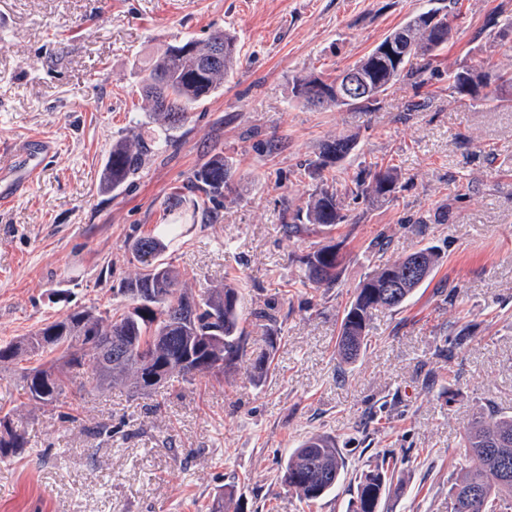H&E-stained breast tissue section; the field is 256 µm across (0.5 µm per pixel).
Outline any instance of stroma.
I'll return each mask as SVG.
<instances>
[{
    "mask_svg": "<svg viewBox=\"0 0 512 512\" xmlns=\"http://www.w3.org/2000/svg\"><path fill=\"white\" fill-rule=\"evenodd\" d=\"M449 0H0V145L48 141L35 188L0 206V341L74 307L114 303L134 278L132 237L161 223L174 192L216 151L237 163L216 217L183 214L170 247L184 286L233 282L247 352L224 376L173 377L152 394L96 388L85 359L57 406L30 401L18 368L0 370V416L28 440L0 462V512H347L354 477L393 454L399 493L383 512H448L464 427L480 409L512 412V94L475 105L448 73L483 57L512 0H461L452 37L423 84L399 81L375 107L316 111L292 102L294 77L354 63L417 11ZM233 36L240 63L195 109L176 143L124 190L99 175L114 141L149 136L139 65L164 45ZM353 138L346 180L369 163L403 173L389 201H346L349 221L285 230L314 182L304 163ZM340 244L332 288L304 286L300 256ZM436 246L441 265L403 308L374 312L367 349L340 365L343 310L378 264ZM278 311L274 362L256 309ZM463 334L462 344L450 336ZM321 436L340 486L310 504L280 480L289 451Z\"/></svg>",
    "mask_w": 512,
    "mask_h": 512,
    "instance_id": "1",
    "label": "stroma"
}]
</instances>
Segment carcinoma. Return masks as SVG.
Instances as JSON below:
<instances>
[{"mask_svg":"<svg viewBox=\"0 0 512 512\" xmlns=\"http://www.w3.org/2000/svg\"><path fill=\"white\" fill-rule=\"evenodd\" d=\"M492 26L493 39L512 40V16L500 15ZM451 37L448 14L439 8L419 11L385 37V42L399 39L401 52L391 55L383 51L381 42L333 78L314 72L298 77L293 81L292 98L315 108L377 104L395 82L420 78ZM238 62L235 39L221 29L204 40L170 44L152 57L142 70L141 99L159 134L148 142L139 138L113 142L101 173L102 189L122 190L149 154L165 152L196 107L224 88V79ZM339 81L356 85L359 93L340 100L335 93ZM508 86L512 87V72H496L484 58H475L448 75V88L459 100L493 102ZM354 148V140L336 139L307 164L316 184L305 206L286 225L291 232L298 233L308 224L332 227L345 223V199L350 195L375 200L388 198L400 188L401 173L377 164L369 166V178L350 185L323 176L340 169ZM235 172L233 158L218 151L193 171L190 182L196 192L218 203L224 193L233 190ZM170 242L165 230L131 240L129 250L140 268L135 278L119 286L123 301L115 310L73 308L30 336L0 342V365H17L26 355L47 350L58 353L48 363L23 368L29 399L46 406L58 402L85 355L96 363L99 385L128 384L142 394L159 388L148 381L158 371L165 381L175 374L190 381L222 374L243 355L246 338L239 327L237 287L226 284L199 294L183 287L179 270L166 256ZM415 257L421 258L418 266L413 265ZM440 259L434 248H418L377 265L358 284L340 321L336 353L341 363H355L366 349L373 312L401 308L431 278ZM301 263L306 282L313 288H330L339 280L341 256L334 244L314 246ZM26 446L25 435L13 426L9 415L0 417V460L20 455ZM461 446L465 464L451 478L448 512H512V414L489 406L474 415L464 428ZM342 470L336 445L314 437L291 452L281 467V479L299 499L314 502L336 489ZM354 484L349 512H381L382 503L399 491L390 462L384 459L357 474Z\"/></svg>","mask_w":512,"mask_h":512,"instance_id":"obj_1","label":"carcinoma"}]
</instances>
